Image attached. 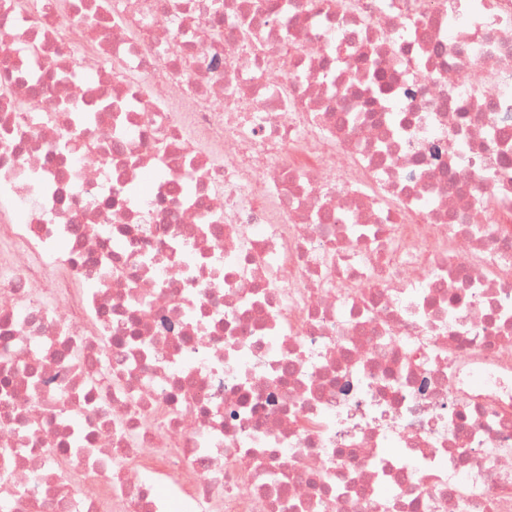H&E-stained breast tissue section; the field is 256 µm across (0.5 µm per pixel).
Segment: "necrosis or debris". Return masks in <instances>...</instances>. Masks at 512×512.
I'll return each instance as SVG.
<instances>
[{
  "mask_svg": "<svg viewBox=\"0 0 512 512\" xmlns=\"http://www.w3.org/2000/svg\"><path fill=\"white\" fill-rule=\"evenodd\" d=\"M0 0L8 512H512V0Z\"/></svg>",
  "mask_w": 512,
  "mask_h": 512,
  "instance_id": "obj_1",
  "label": "necrosis or debris"
}]
</instances>
